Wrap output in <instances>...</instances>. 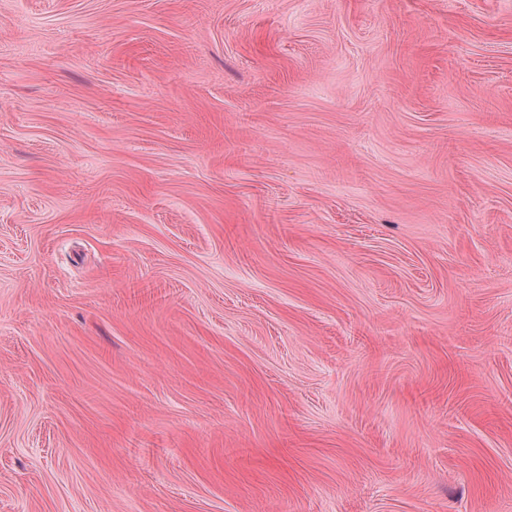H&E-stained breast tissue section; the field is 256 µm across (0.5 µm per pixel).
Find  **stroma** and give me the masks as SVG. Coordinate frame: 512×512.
<instances>
[{"mask_svg": "<svg viewBox=\"0 0 512 512\" xmlns=\"http://www.w3.org/2000/svg\"><path fill=\"white\" fill-rule=\"evenodd\" d=\"M0 512H512V0H0Z\"/></svg>", "mask_w": 512, "mask_h": 512, "instance_id": "1", "label": "stroma"}]
</instances>
